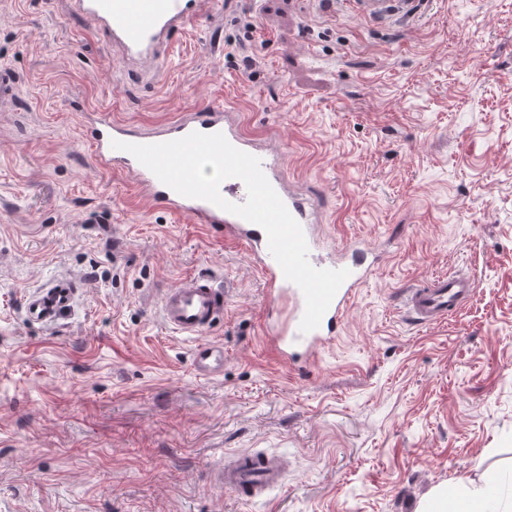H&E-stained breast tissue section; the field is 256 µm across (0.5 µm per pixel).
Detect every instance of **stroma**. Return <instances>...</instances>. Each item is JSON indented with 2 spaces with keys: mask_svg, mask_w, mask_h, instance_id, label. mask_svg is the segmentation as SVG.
I'll return each mask as SVG.
<instances>
[{
  "mask_svg": "<svg viewBox=\"0 0 512 512\" xmlns=\"http://www.w3.org/2000/svg\"><path fill=\"white\" fill-rule=\"evenodd\" d=\"M1 66L0 512H418L492 482L512 504V0H425L387 24L214 0L144 79L72 0H0ZM218 104L282 153L326 251L381 255L309 363L268 344L281 312L245 247L93 156L91 111L149 132ZM437 272L477 290L415 325L399 295ZM194 274L233 290L196 338L159 313ZM62 277L71 307L30 324L26 296ZM201 341L223 345L222 375H195ZM258 449L288 462L266 500L211 483Z\"/></svg>",
  "mask_w": 512,
  "mask_h": 512,
  "instance_id": "stroma-1",
  "label": "stroma"
}]
</instances>
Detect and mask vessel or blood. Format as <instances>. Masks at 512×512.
Here are the masks:
<instances>
[{
    "label": "vessel or blood",
    "mask_w": 512,
    "mask_h": 512,
    "mask_svg": "<svg viewBox=\"0 0 512 512\" xmlns=\"http://www.w3.org/2000/svg\"><path fill=\"white\" fill-rule=\"evenodd\" d=\"M76 8L102 25L115 47L129 60L156 61L169 46L175 32L192 24L209 10L211 0H73ZM356 15L377 21L413 13L417 0H344ZM193 132L222 133L235 148L261 161L264 174L301 224L310 252L320 248L317 232L319 217L308 199L293 190L283 172L280 152L260 147L241 129L231 109L202 106L180 114L159 130L143 133L126 123L113 120L109 113H94L90 136L97 162L107 168H120L134 179L140 193L152 204L174 216L187 217L199 224H219L232 242L242 245L261 270L270 301L284 318L269 344L284 364L298 357L314 359L331 345L340 331L343 318L358 288L371 273L362 262H349L333 256L314 260L315 268L348 270L349 275L335 294L319 327L301 333L300 322L305 312L301 290L288 281L269 247L265 231L243 218L226 212L214 204L182 196L163 184L150 170L128 152L112 148V141L133 144H156L183 138ZM477 288L476 282L456 273L431 275L414 287L405 289L403 310L408 318L421 326L447 320L460 309ZM76 293L73 284L58 281L28 296L25 310L29 320L48 324L56 321L70 306ZM228 294L214 287L205 277H187L168 289L161 300L162 318L168 327L189 336L209 329L224 314ZM192 367L203 378L220 375L224 370L223 346L202 343L192 353ZM288 463L281 457L237 451L227 454L218 469V479L243 503L268 496L283 485Z\"/></svg>",
    "instance_id": "obj_1"
}]
</instances>
